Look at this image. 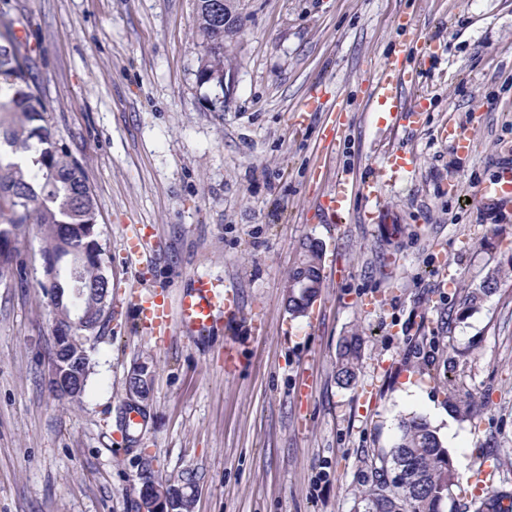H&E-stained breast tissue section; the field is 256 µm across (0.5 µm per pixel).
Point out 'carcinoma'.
<instances>
[{
  "label": "carcinoma",
  "instance_id": "1",
  "mask_svg": "<svg viewBox=\"0 0 512 512\" xmlns=\"http://www.w3.org/2000/svg\"><path fill=\"white\" fill-rule=\"evenodd\" d=\"M213 0H197L195 27L202 37L197 70L200 85L224 87V72L233 59L224 53V29L213 25ZM14 21L0 16V279L13 273L17 232L25 224L37 225L44 240L43 255L58 252L68 240L74 254H86L78 274L93 287L107 278L112 256L100 244L97 204L82 164L52 129L38 83L28 58L13 39ZM321 266L317 244L300 245L297 265L289 272L287 288L301 276L315 274ZM70 267L46 271L43 292L52 306L54 334L67 330L79 339L82 351L92 331L105 320L97 316L98 292L85 291L77 305L87 313V328L73 329L68 323L71 305L68 279ZM291 301L298 306L303 293L293 289ZM360 338H345L336 361V377L345 385L356 379ZM400 434L387 450L373 456L371 483L359 496L354 512H440L453 488H462L463 474L428 423L417 416L399 423ZM512 501L506 491L487 492L476 512H498L492 504Z\"/></svg>",
  "mask_w": 512,
  "mask_h": 512
}]
</instances>
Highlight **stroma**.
Segmentation results:
<instances>
[{"label":"stroma","instance_id":"1","mask_svg":"<svg viewBox=\"0 0 512 512\" xmlns=\"http://www.w3.org/2000/svg\"><path fill=\"white\" fill-rule=\"evenodd\" d=\"M237 8L234 81L215 110L197 82L196 0H0L112 255V317L87 343L93 371L72 402L46 383L40 230L18 234L19 270L0 279V512H137L145 458L163 481L201 474L193 512H354L374 454L413 415L470 484L453 512H474L485 489L512 492V199L474 197L512 160V0ZM400 55L418 72L405 94L425 112L382 129L370 85ZM319 85L335 111L293 126ZM396 151L415 153L414 171L341 219L322 214L337 172L368 178ZM133 226L149 240L140 276L124 260ZM307 238L323 248L324 286L296 317L285 286ZM197 274L237 289L236 321L216 317L203 336L137 330L131 287L174 298ZM354 333L346 386L336 357ZM141 363L152 390L130 430L126 380ZM360 356V338L353 334L345 338L336 361V377L345 385L356 379V366Z\"/></svg>","mask_w":512,"mask_h":512}]
</instances>
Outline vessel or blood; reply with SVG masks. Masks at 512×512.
Listing matches in <instances>:
<instances>
[{"mask_svg": "<svg viewBox=\"0 0 512 512\" xmlns=\"http://www.w3.org/2000/svg\"><path fill=\"white\" fill-rule=\"evenodd\" d=\"M414 74L402 61H390L373 81V91L379 107L381 124L416 126L421 121L423 102L407 103L402 95L404 86L412 83ZM417 159L413 153L390 154L375 176L362 184H353L348 174H340L327 193L324 209L335 216L344 211L355 195L370 196L394 182L400 173L413 171ZM477 198L512 196V165L500 168L497 175L481 184L475 191ZM225 317L239 312L238 299L233 289L217 291L204 276H195L189 288L184 289L177 303H170L161 291H149L139 299L138 320L143 329L153 331L177 322L179 328L193 335H201L211 327L216 311Z\"/></svg>", "mask_w": 512, "mask_h": 512, "instance_id": "obj_1", "label": "vessel or blood"}]
</instances>
